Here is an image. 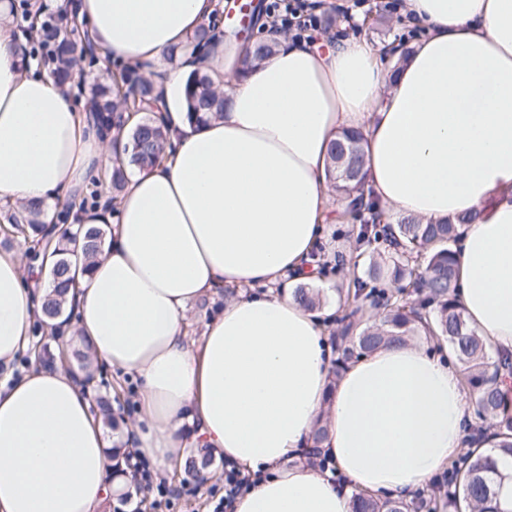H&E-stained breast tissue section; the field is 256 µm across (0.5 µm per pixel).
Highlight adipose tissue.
Masks as SVG:
<instances>
[{"mask_svg": "<svg viewBox=\"0 0 512 512\" xmlns=\"http://www.w3.org/2000/svg\"><path fill=\"white\" fill-rule=\"evenodd\" d=\"M219 0H82L102 58L161 72L169 145L129 176L115 209L79 208L88 182L123 150L67 91L33 72L0 0V201L40 205L46 230L104 224L96 260L72 267L75 338L94 364L135 375L134 448L183 468L211 448L260 473L235 512H351L352 494L411 496L460 456L471 421L461 372L410 341L351 360L333 379L325 319L287 282L313 281L330 221L329 148L362 136L365 190L383 221L467 217L455 300L494 351L512 354V0H405L424 31L388 63L365 40L321 49L270 30L272 53L244 69L243 42L214 37L204 70L223 117L182 110L192 61L169 68ZM229 290L190 339L189 313ZM42 282L0 254V365L30 343ZM331 467L306 465L317 424ZM80 375L46 366L0 379V512H104L128 489Z\"/></svg>", "mask_w": 512, "mask_h": 512, "instance_id": "1", "label": "adipose tissue"}]
</instances>
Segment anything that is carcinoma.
<instances>
[{
  "instance_id": "carcinoma-1",
  "label": "carcinoma",
  "mask_w": 512,
  "mask_h": 512,
  "mask_svg": "<svg viewBox=\"0 0 512 512\" xmlns=\"http://www.w3.org/2000/svg\"><path fill=\"white\" fill-rule=\"evenodd\" d=\"M216 34V23L202 26L191 40L194 50L207 46ZM55 46V76L63 84L75 65V43L60 40L50 25L39 30V45ZM91 116L104 132L124 124V114L143 113L145 117L130 133L132 153L130 163L149 167L157 163L165 150L167 137L156 115L148 116L147 104L157 98L154 84L146 79L132 81L131 73L122 71L119 77L91 84ZM186 109L189 117L205 121L224 114L226 97L217 92L206 74L193 70L185 85ZM361 135H343L331 150L333 187L340 200L347 202L342 217L358 220L368 213L372 222L361 225L359 238L370 245L383 241L390 246L384 263L391 267L389 282L381 284L380 265L369 263L365 276L353 279L348 286L343 306L344 315L336 319L334 342L336 359L332 373L339 376L348 361L381 346L403 343L423 327L426 339L443 341L463 368L464 384L469 391L474 410L485 427L470 436L474 449L467 452L464 469L452 468L444 507L448 512H498L497 457H512V389L504 383L512 378V358H493L486 341L472 329L464 311L455 302L456 251L458 225L448 219L438 224H423L413 217H400L393 224L380 223L381 209L365 197L364 155ZM42 209L29 207L26 223L12 224L16 233L26 235L27 229L43 225ZM83 253L94 257L104 247L107 231L99 225L81 226ZM61 255L49 272L51 291L43 296L41 310L44 323L63 313L65 294L73 283L70 276L68 250L55 244ZM413 289L418 304L406 308L401 304L404 291ZM493 447L484 448L487 439ZM209 449L199 448L189 457L185 470L198 473L208 463ZM353 512H436L432 501L423 498L374 500L362 493L353 494Z\"/></svg>"
}]
</instances>
